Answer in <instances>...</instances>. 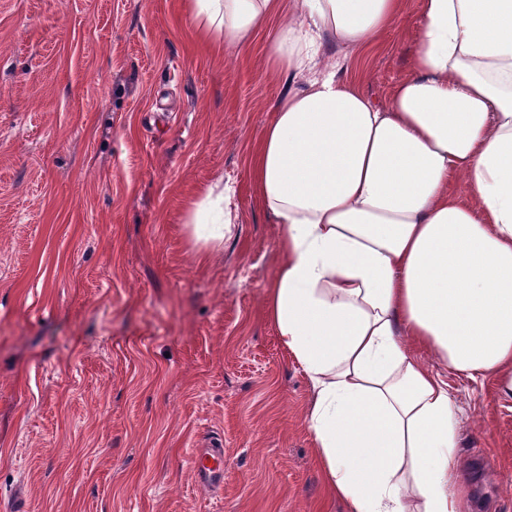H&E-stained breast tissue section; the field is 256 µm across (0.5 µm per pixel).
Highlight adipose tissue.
<instances>
[{
    "label": "adipose tissue",
    "mask_w": 512,
    "mask_h": 512,
    "mask_svg": "<svg viewBox=\"0 0 512 512\" xmlns=\"http://www.w3.org/2000/svg\"><path fill=\"white\" fill-rule=\"evenodd\" d=\"M421 6L409 72L378 106L341 55L373 43L402 0H191L199 35L229 45L280 21L268 64L281 92L251 161L283 226L266 302L352 512L461 510L455 407L417 349L512 399V0ZM231 193L218 181L194 205L195 244L223 246Z\"/></svg>",
    "instance_id": "adipose-tissue-1"
}]
</instances>
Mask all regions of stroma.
<instances>
[{
	"label": "stroma",
	"mask_w": 512,
	"mask_h": 512,
	"mask_svg": "<svg viewBox=\"0 0 512 512\" xmlns=\"http://www.w3.org/2000/svg\"><path fill=\"white\" fill-rule=\"evenodd\" d=\"M420 0L342 74L388 99ZM268 25L214 49L187 0H0V512H351L306 421L302 366L268 318L282 225L251 158L281 83ZM233 190L223 250L185 227ZM448 385L462 495L512 512V401L489 375ZM224 438V486L190 468Z\"/></svg>",
	"instance_id": "35a3bbf8"
}]
</instances>
